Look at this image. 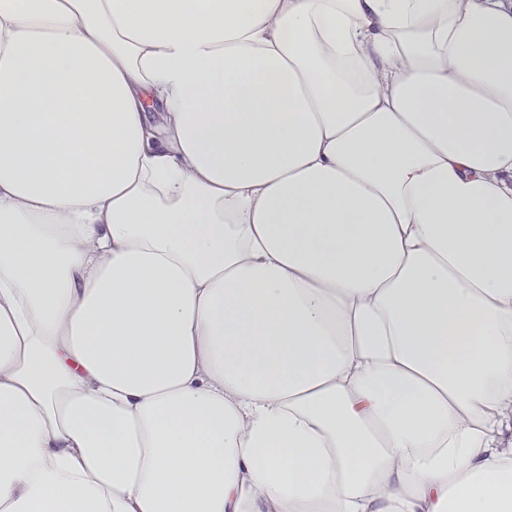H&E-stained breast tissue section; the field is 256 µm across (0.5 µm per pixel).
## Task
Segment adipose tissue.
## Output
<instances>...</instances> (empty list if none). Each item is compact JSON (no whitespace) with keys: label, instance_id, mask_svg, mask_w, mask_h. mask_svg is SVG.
Instances as JSON below:
<instances>
[{"label":"adipose tissue","instance_id":"1","mask_svg":"<svg viewBox=\"0 0 512 512\" xmlns=\"http://www.w3.org/2000/svg\"><path fill=\"white\" fill-rule=\"evenodd\" d=\"M0 512H512V0H0Z\"/></svg>","mask_w":512,"mask_h":512}]
</instances>
